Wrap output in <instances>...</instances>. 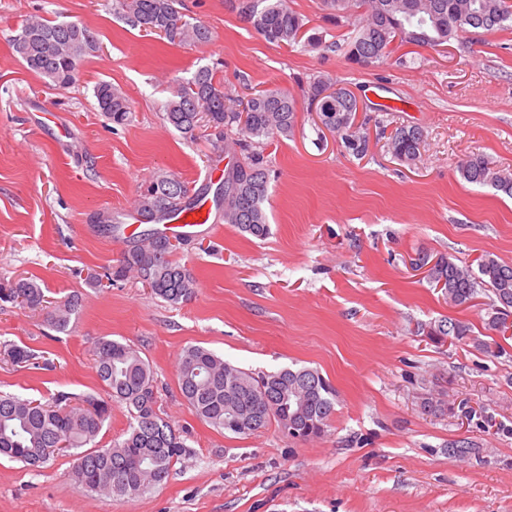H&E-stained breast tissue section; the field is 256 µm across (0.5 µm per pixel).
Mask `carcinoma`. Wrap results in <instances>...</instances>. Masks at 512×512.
<instances>
[{
	"instance_id": "carcinoma-1",
	"label": "carcinoma",
	"mask_w": 512,
	"mask_h": 512,
	"mask_svg": "<svg viewBox=\"0 0 512 512\" xmlns=\"http://www.w3.org/2000/svg\"><path fill=\"white\" fill-rule=\"evenodd\" d=\"M325 17L337 23L360 18L345 40L346 58L359 66L385 61L403 45L434 49L451 40H463L476 30L487 33L512 26V0H320ZM181 0H112V11L128 25L146 33L159 29L172 42L204 44L210 30L190 23L180 11ZM240 15L267 41L316 48L323 35L308 33L304 19L285 0H241ZM91 28L73 22L30 18L12 38V46L27 69L42 76L57 89L78 80L87 55L97 50ZM336 81L316 75L307 82L306 94L321 123L336 130L346 150L363 155L369 133L361 126L351 129L355 99L341 86L325 94ZM96 106L117 125L129 121L128 98L101 80L93 87ZM164 119L185 138L196 139L206 126L214 130V144L246 148L229 138L232 125L255 138L287 136L295 128L297 102L279 88L261 90L246 97L224 92L209 68L199 69L191 79L178 84L163 103ZM423 132L415 125H400L388 138V149L399 161L410 163L420 154ZM472 184L490 185L512 198V171L501 168L486 155L473 153L460 168ZM270 169L260 155L248 157L244 167L224 174L220 196L224 223L262 239L269 234L263 204L268 198ZM192 204L187 186L179 178L162 177L139 195L137 210L143 223H158ZM170 239L152 233L124 251L118 264L89 276L96 286L119 281L133 272L151 293L177 306L195 297L198 281L192 270L172 259ZM429 277L443 283L448 303L463 307L476 298L477 288L492 293L486 325L496 332L506 327L508 316L495 312L499 297L512 298V265L492 255L483 256L477 270L459 266L451 258L438 260ZM0 302L18 303L45 312L44 323L52 330L68 331L78 314L81 298L73 294L48 305L40 285L31 278H0ZM426 336L434 342L448 337L471 339V329L461 322L441 320L429 325ZM12 363L29 364L31 350L4 345ZM98 378L108 399L58 394L47 402L0 394V457L20 461L36 469L52 455L67 452L73 457L72 476L91 492L118 500H132L161 484L175 463L186 453L180 432L158 412L154 371L134 346L100 337L92 349ZM180 396L201 421L220 432L251 435L276 422L290 438L307 439L325 433L335 413L336 390L318 370L283 368L255 374L232 365L201 346L185 348L179 358ZM125 405L130 422L124 437L107 448L96 445L105 422L111 417V402ZM240 421L257 419L255 425L236 428L229 415Z\"/></svg>"
}]
</instances>
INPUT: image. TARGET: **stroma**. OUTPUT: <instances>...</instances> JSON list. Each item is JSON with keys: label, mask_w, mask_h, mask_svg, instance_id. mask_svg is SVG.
I'll use <instances>...</instances> for the list:
<instances>
[{"label": "stroma", "mask_w": 512, "mask_h": 512, "mask_svg": "<svg viewBox=\"0 0 512 512\" xmlns=\"http://www.w3.org/2000/svg\"><path fill=\"white\" fill-rule=\"evenodd\" d=\"M182 2L209 43L133 29L113 16L112 0H0V277L82 297L65 333L0 305V344L37 360L15 366L0 354V393L104 397L91 349L107 336L150 362L159 413L188 447L163 483L127 502L78 485L70 456L38 470L1 458L0 512H512V336L487 330V292L450 306L412 264L420 253L512 264V198L459 173L475 152L512 170V30L437 51L410 46L405 60L360 67L337 47L348 26L327 24L320 0H288L325 32L313 49L267 42L239 16V0ZM31 15L95 30L99 49L71 87L48 86L15 55L8 39ZM206 66L232 95L277 87L299 99L311 77L328 75L385 131L356 157L303 108L293 135L217 152L205 138L185 139L161 110ZM101 80L129 99L128 125L97 112ZM400 124L424 132L409 164L387 149ZM252 152L271 169L262 239L225 223L215 202L225 169ZM168 174L211 210L174 254L198 278L196 296L175 307L132 276L88 285V273L132 246L130 212L144 186ZM445 318L468 324L472 340L422 333ZM479 339L498 353L478 350ZM190 345L256 373L318 369L337 392L328 431L307 440L274 423L249 436L218 432L179 393L178 359Z\"/></svg>", "instance_id": "obj_1"}]
</instances>
